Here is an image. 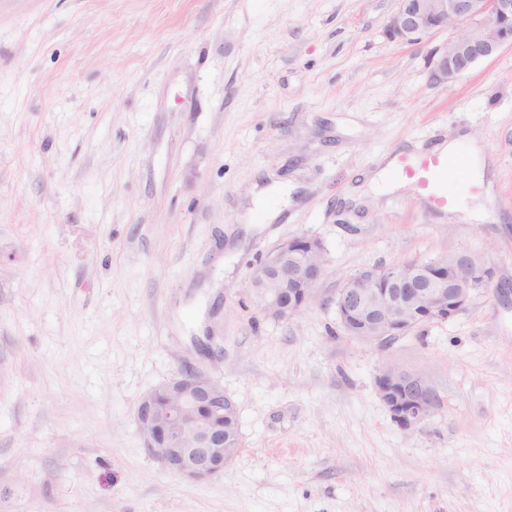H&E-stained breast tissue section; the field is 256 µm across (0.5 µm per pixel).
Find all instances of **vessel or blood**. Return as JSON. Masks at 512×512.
Returning <instances> with one entry per match:
<instances>
[{"instance_id": "1", "label": "vessel or blood", "mask_w": 512, "mask_h": 512, "mask_svg": "<svg viewBox=\"0 0 512 512\" xmlns=\"http://www.w3.org/2000/svg\"><path fill=\"white\" fill-rule=\"evenodd\" d=\"M466 164L465 150L448 155L435 147L398 160L401 173L413 179L420 198L439 209L448 208L460 195L474 192V184L463 175Z\"/></svg>"}]
</instances>
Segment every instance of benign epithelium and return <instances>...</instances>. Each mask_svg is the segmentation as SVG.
I'll return each instance as SVG.
<instances>
[{
	"instance_id": "7a95c632",
	"label": "benign epithelium",
	"mask_w": 512,
	"mask_h": 512,
	"mask_svg": "<svg viewBox=\"0 0 512 512\" xmlns=\"http://www.w3.org/2000/svg\"><path fill=\"white\" fill-rule=\"evenodd\" d=\"M386 36L415 45L447 31L432 52L430 81L448 84L503 46H512V0H397ZM320 240L306 235L280 242L249 281L262 312L288 320L315 297L325 267ZM482 263L467 254H443L412 265L367 268L348 279L333 299L341 329L350 336L386 345L433 321L462 313L484 281ZM378 398L404 429L421 425L436 410L427 377L383 362L375 378ZM147 454L167 471L189 481L224 473L238 452L233 428L238 406L211 375L184 369L147 392L136 410Z\"/></svg>"
}]
</instances>
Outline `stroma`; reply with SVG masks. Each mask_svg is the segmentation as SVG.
<instances>
[{
	"label": "stroma",
	"mask_w": 512,
	"mask_h": 512,
	"mask_svg": "<svg viewBox=\"0 0 512 512\" xmlns=\"http://www.w3.org/2000/svg\"><path fill=\"white\" fill-rule=\"evenodd\" d=\"M396 0H0V512H512V47L444 85L447 33ZM482 148L480 220L381 188L397 154ZM326 265L296 317L248 281L283 240ZM465 252L466 310L387 345L340 328L346 280ZM438 398L402 429L383 361ZM191 366L238 406L191 483L145 451L144 394Z\"/></svg>",
	"instance_id": "obj_1"
}]
</instances>
